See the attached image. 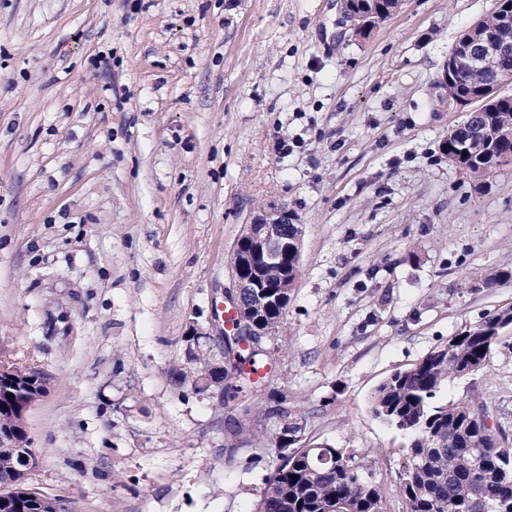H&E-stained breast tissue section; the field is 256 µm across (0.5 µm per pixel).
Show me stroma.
<instances>
[{
  "label": "stroma",
  "mask_w": 512,
  "mask_h": 512,
  "mask_svg": "<svg viewBox=\"0 0 512 512\" xmlns=\"http://www.w3.org/2000/svg\"><path fill=\"white\" fill-rule=\"evenodd\" d=\"M494 5L404 0L357 40L337 0H0V361L50 377L33 487L61 512H252L283 406L404 512L372 392L512 305V281L482 284L512 270V166L476 187L441 152L465 110L433 104ZM261 211L304 236L251 468L225 454L236 409L192 378L223 356L213 305ZM444 395L512 434V327Z\"/></svg>",
  "instance_id": "obj_1"
}]
</instances>
